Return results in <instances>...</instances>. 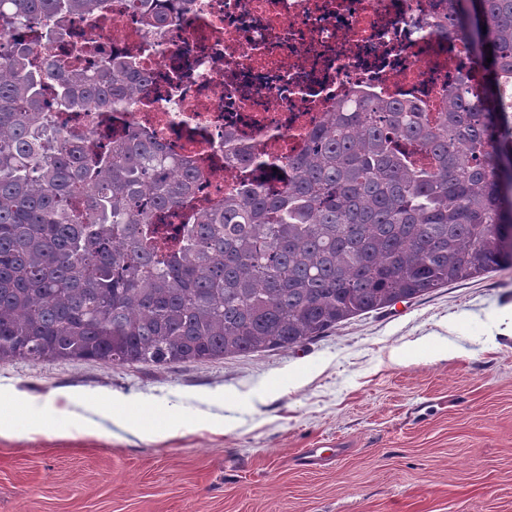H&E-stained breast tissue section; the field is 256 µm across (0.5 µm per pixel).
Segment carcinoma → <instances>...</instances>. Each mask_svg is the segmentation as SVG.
Listing matches in <instances>:
<instances>
[{
	"label": "carcinoma",
	"instance_id": "cac0c4a2",
	"mask_svg": "<svg viewBox=\"0 0 512 512\" xmlns=\"http://www.w3.org/2000/svg\"><path fill=\"white\" fill-rule=\"evenodd\" d=\"M102 0H0V360L162 366L304 345L339 323L512 268V0L482 17L485 102L469 76L441 112L357 90L288 158L278 189H236L167 236L194 172L139 133L86 161L55 112H120L147 81L34 60L9 36ZM455 0L454 33L473 29ZM492 61H487V57Z\"/></svg>",
	"mask_w": 512,
	"mask_h": 512
}]
</instances>
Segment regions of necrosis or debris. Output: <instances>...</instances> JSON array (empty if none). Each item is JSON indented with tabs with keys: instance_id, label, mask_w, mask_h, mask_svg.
Here are the masks:
<instances>
[{
	"instance_id": "1",
	"label": "necrosis or debris",
	"mask_w": 512,
	"mask_h": 512,
	"mask_svg": "<svg viewBox=\"0 0 512 512\" xmlns=\"http://www.w3.org/2000/svg\"><path fill=\"white\" fill-rule=\"evenodd\" d=\"M147 27L131 0H105L94 16H71L50 38L20 30L32 58L96 70L108 57L149 76L139 101L104 122L66 112L58 126L96 151L105 137L147 133L193 167L195 188L158 223L187 224L225 193L281 187L284 159L357 88L372 98L437 111L440 92L472 72L465 41L453 35L450 0H181ZM264 161L227 166L224 134Z\"/></svg>"
}]
</instances>
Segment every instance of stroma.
Wrapping results in <instances>:
<instances>
[{"mask_svg": "<svg viewBox=\"0 0 512 512\" xmlns=\"http://www.w3.org/2000/svg\"><path fill=\"white\" fill-rule=\"evenodd\" d=\"M0 393L99 430L0 438V512H512V269L288 350L0 362Z\"/></svg>", "mask_w": 512, "mask_h": 512, "instance_id": "35a3bbf8", "label": "stroma"}]
</instances>
